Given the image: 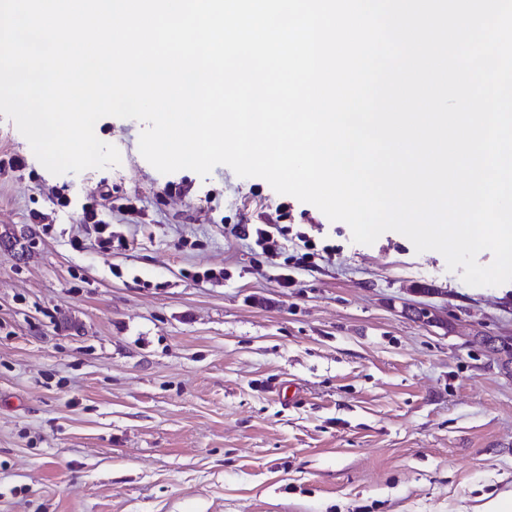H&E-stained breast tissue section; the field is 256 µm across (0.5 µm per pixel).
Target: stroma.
<instances>
[{
	"instance_id": "1",
	"label": "stroma",
	"mask_w": 512,
	"mask_h": 512,
	"mask_svg": "<svg viewBox=\"0 0 512 512\" xmlns=\"http://www.w3.org/2000/svg\"><path fill=\"white\" fill-rule=\"evenodd\" d=\"M143 128L101 118L120 165L54 175L0 115V512L511 497L512 371L481 341L512 339V282L468 285L394 231L355 243L225 165L159 173Z\"/></svg>"
}]
</instances>
